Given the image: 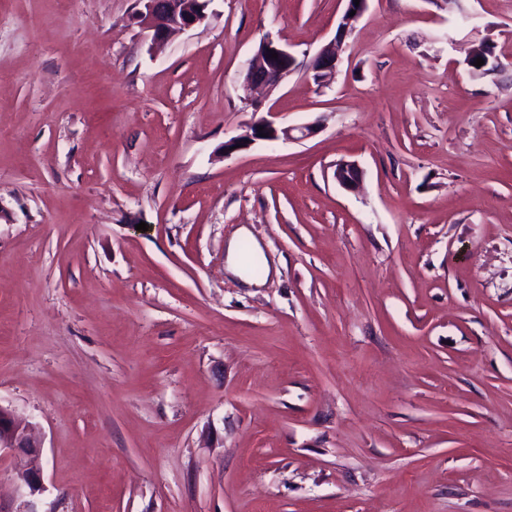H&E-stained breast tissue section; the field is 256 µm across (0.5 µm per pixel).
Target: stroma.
<instances>
[{"instance_id": "1", "label": "stroma", "mask_w": 512, "mask_h": 512, "mask_svg": "<svg viewBox=\"0 0 512 512\" xmlns=\"http://www.w3.org/2000/svg\"><path fill=\"white\" fill-rule=\"evenodd\" d=\"M344 6L213 0L154 50L137 0H0V405L42 512H512V0H368L334 79L252 102L262 40L304 60ZM270 108L321 128L225 155ZM333 177L342 188L355 191L363 180V170L356 161L342 160L336 164ZM40 446L28 433L26 424L11 410L0 406V457L2 452L17 459L18 492L24 498L26 510L22 512H42L38 510L40 497L45 487L39 470L27 467L28 460L40 455Z\"/></svg>"}]
</instances>
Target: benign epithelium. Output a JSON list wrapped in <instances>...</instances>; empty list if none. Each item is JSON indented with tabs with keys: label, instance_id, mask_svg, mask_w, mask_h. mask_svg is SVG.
Listing matches in <instances>:
<instances>
[{
	"label": "benign epithelium",
	"instance_id": "obj_1",
	"mask_svg": "<svg viewBox=\"0 0 512 512\" xmlns=\"http://www.w3.org/2000/svg\"><path fill=\"white\" fill-rule=\"evenodd\" d=\"M212 0H140L142 8L137 12V20L143 31L149 33L151 43L165 41L171 34L187 30L202 23L207 18ZM368 0H345V9L337 26L334 43L318 51L304 65L306 71L324 79L336 75L340 62V54L346 39L353 33L357 21L367 9ZM355 15H350L351 10ZM276 52L278 58L271 57ZM484 64L474 66L476 58L469 54L465 64L471 76H486L502 67L500 59L492 51L483 56ZM296 57L287 49L276 43L272 38H265L248 62L244 73V83L249 89H265L274 91L293 74L292 68ZM321 128L315 122L303 127H281L275 122V113L267 112V116L250 124L244 132L224 142V154L230 155L260 140V134H268L266 140L300 141L316 134ZM333 177L344 189L354 191L363 180V170L356 161L342 160L336 164ZM6 452L17 459L18 492L24 498L25 512H40L38 504L45 487L39 470L27 466V461L40 455V446L28 433L26 424L11 410L0 406V453Z\"/></svg>",
	"mask_w": 512,
	"mask_h": 512
}]
</instances>
